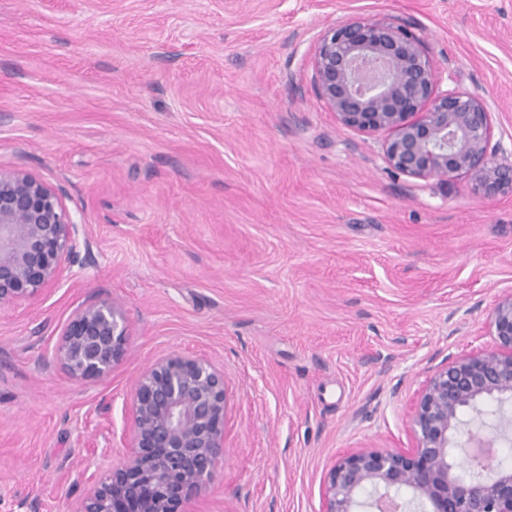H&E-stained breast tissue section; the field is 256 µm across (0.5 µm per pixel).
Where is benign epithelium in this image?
<instances>
[{
    "label": "benign epithelium",
    "mask_w": 512,
    "mask_h": 512,
    "mask_svg": "<svg viewBox=\"0 0 512 512\" xmlns=\"http://www.w3.org/2000/svg\"><path fill=\"white\" fill-rule=\"evenodd\" d=\"M315 90L339 122L385 132L384 159L413 179L471 177L486 193L512 190V164L488 151L490 105L443 91L434 60L409 27L355 17L324 28L310 57ZM62 186L22 169H0V303H21L58 283L78 258L80 225ZM490 343L439 368L409 415L414 444L340 453L323 481L321 512H512V468L485 467L472 448L512 430V291L489 313ZM128 329L121 307H78L53 352L74 381L108 375L123 359ZM488 401L499 405L484 417ZM224 372L195 356L157 360L130 395L129 453L89 478L69 512H186L224 462ZM408 492L406 501L398 496Z\"/></svg>",
    "instance_id": "obj_1"
}]
</instances>
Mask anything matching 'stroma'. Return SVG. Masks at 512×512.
Returning <instances> with one entry per match:
<instances>
[{"label": "stroma", "instance_id": "obj_1", "mask_svg": "<svg viewBox=\"0 0 512 512\" xmlns=\"http://www.w3.org/2000/svg\"><path fill=\"white\" fill-rule=\"evenodd\" d=\"M354 15L407 25L442 89L493 108L512 163V0H0V167L61 185L86 230L49 293L0 305V512H68L128 453L160 358L224 372V466L192 512H319L343 451L408 416L512 290V192L417 180L343 126L309 53ZM119 304L123 360H50L73 311Z\"/></svg>", "mask_w": 512, "mask_h": 512}]
</instances>
